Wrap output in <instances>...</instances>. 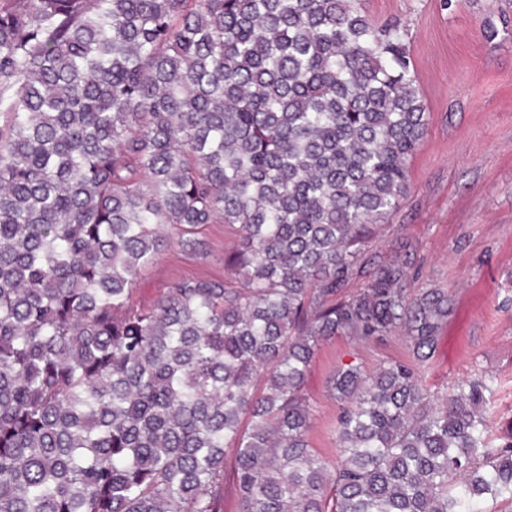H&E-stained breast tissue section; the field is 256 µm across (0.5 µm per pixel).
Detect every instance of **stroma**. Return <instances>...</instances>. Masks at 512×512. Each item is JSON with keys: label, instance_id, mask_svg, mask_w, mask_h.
I'll list each match as a JSON object with an SVG mask.
<instances>
[{"label": "stroma", "instance_id": "obj_1", "mask_svg": "<svg viewBox=\"0 0 512 512\" xmlns=\"http://www.w3.org/2000/svg\"><path fill=\"white\" fill-rule=\"evenodd\" d=\"M367 13L403 26L420 94L429 112L423 142L409 164L407 197L363 248L367 260L409 258L418 276L410 294L447 291L451 310L433 356L420 365L430 391L462 379L492 378L494 428L512 425V25L484 38L485 19L512 18V0H363ZM206 257L168 247L139 279L144 301L188 277L227 278L235 236L207 225ZM403 337L359 344L345 336L316 350L303 389L313 422L310 444L336 463L338 405L331 380L339 365L372 371L405 359Z\"/></svg>", "mask_w": 512, "mask_h": 512}]
</instances>
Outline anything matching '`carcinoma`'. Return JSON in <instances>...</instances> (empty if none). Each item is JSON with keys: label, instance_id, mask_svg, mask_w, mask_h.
I'll use <instances>...</instances> for the list:
<instances>
[{"label": "carcinoma", "instance_id": "carcinoma-1", "mask_svg": "<svg viewBox=\"0 0 512 512\" xmlns=\"http://www.w3.org/2000/svg\"><path fill=\"white\" fill-rule=\"evenodd\" d=\"M428 117L362 0H0V512H221L227 448L240 512H512L489 378L345 364L335 467L309 443L323 340L424 362L448 316L362 251ZM208 224L238 285L136 304Z\"/></svg>", "mask_w": 512, "mask_h": 512}]
</instances>
